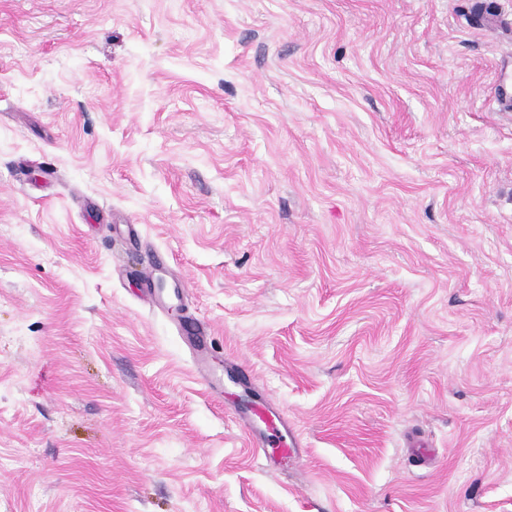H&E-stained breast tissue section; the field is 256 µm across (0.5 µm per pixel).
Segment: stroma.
Listing matches in <instances>:
<instances>
[{"instance_id": "stroma-1", "label": "stroma", "mask_w": 512, "mask_h": 512, "mask_svg": "<svg viewBox=\"0 0 512 512\" xmlns=\"http://www.w3.org/2000/svg\"><path fill=\"white\" fill-rule=\"evenodd\" d=\"M510 72L512 0H0V512H512ZM165 257L161 254L152 251L147 253L146 259L141 264L142 270L140 272L139 280L143 286V293L150 296L155 307L159 309L165 308L163 299L155 292L153 285L156 273L165 266ZM180 331L189 348L193 351L202 380L207 385L212 386L215 381L210 373L207 347V339L210 333L192 316H187L180 323ZM274 418L277 421H275V419L265 421L268 423L267 432L263 439L258 442L260 445L259 448H273L274 452L276 450L277 452L285 455H288V453H294L293 450L300 447L296 436L291 430H289L288 444H286V440H284L279 434V425H284L285 423L279 416L274 415Z\"/></svg>"}]
</instances>
